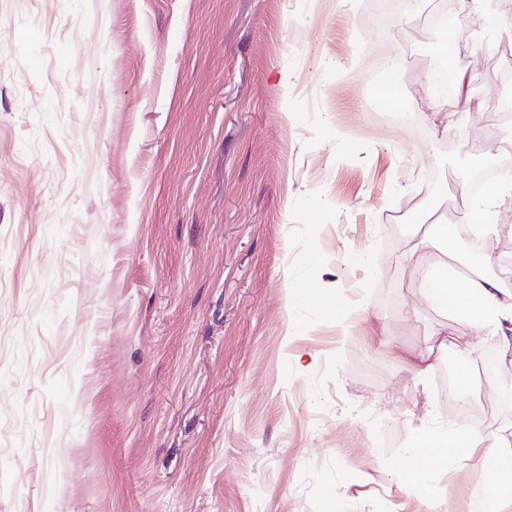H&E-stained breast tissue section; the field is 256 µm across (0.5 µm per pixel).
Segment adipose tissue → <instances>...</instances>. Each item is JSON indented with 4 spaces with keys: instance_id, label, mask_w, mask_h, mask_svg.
Returning <instances> with one entry per match:
<instances>
[{
    "instance_id": "ef3b65f1",
    "label": "adipose tissue",
    "mask_w": 512,
    "mask_h": 512,
    "mask_svg": "<svg viewBox=\"0 0 512 512\" xmlns=\"http://www.w3.org/2000/svg\"><path fill=\"white\" fill-rule=\"evenodd\" d=\"M466 209L490 214L480 225L485 242H492L499 232L496 215L501 208H512V170H504L493 188L480 201L465 199ZM439 253L442 261L428 284L420 286L425 304L436 311L462 313L477 327L480 335L495 338L502 349V363L512 367V291L501 281L474 271L464 275L455 265V242L444 224L432 225L429 231L414 235L403 252L405 261L427 253ZM477 439L468 429L447 427L418 438L400 454L398 475L408 487L428 486L434 467L450 469L470 456ZM495 479L484 486L469 502L467 512H507L512 507V427L496 434L482 457ZM422 512H435L432 494L421 500Z\"/></svg>"
}]
</instances>
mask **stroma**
Returning a JSON list of instances; mask_svg holds the SVG:
<instances>
[{
  "label": "stroma",
  "mask_w": 512,
  "mask_h": 512,
  "mask_svg": "<svg viewBox=\"0 0 512 512\" xmlns=\"http://www.w3.org/2000/svg\"><path fill=\"white\" fill-rule=\"evenodd\" d=\"M433 2L379 34L367 0H0V512H420L402 448L512 426L504 377L445 387L497 343L401 258L512 132V47L474 49L468 0L448 43ZM447 52L481 105L443 123ZM500 221L481 266L512 287ZM312 286L365 318L289 305ZM490 478L434 470L437 512Z\"/></svg>",
  "instance_id": "obj_1"
}]
</instances>
